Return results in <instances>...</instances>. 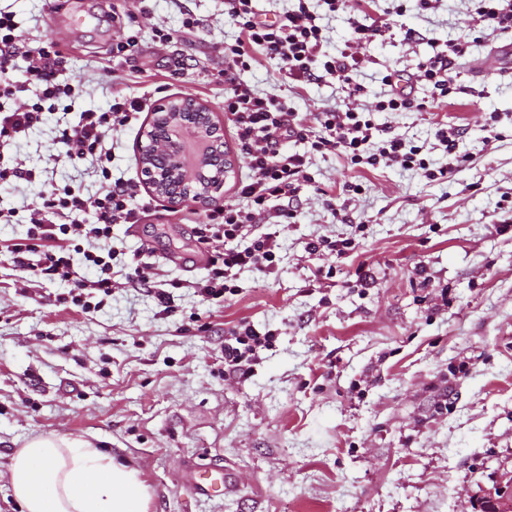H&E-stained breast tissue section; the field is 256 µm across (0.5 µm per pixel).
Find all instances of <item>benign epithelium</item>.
<instances>
[{
    "label": "benign epithelium",
    "instance_id": "1",
    "mask_svg": "<svg viewBox=\"0 0 512 512\" xmlns=\"http://www.w3.org/2000/svg\"><path fill=\"white\" fill-rule=\"evenodd\" d=\"M153 112L168 122L143 134L141 182L170 207L209 204L237 164L234 154L213 151L223 143V134L212 107L195 97L177 96L159 100Z\"/></svg>",
    "mask_w": 512,
    "mask_h": 512
}]
</instances>
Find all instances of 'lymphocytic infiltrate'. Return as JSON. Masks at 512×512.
<instances>
[{
	"mask_svg": "<svg viewBox=\"0 0 512 512\" xmlns=\"http://www.w3.org/2000/svg\"><path fill=\"white\" fill-rule=\"evenodd\" d=\"M252 2L224 0L227 14L238 28L234 42L224 46L228 84L224 112L247 158L249 174L237 187L239 206L214 209L206 223L194 227L198 243L209 254L208 275L198 288L202 296L215 302L236 292L234 280L240 271L254 269L270 274L275 270L280 247L277 235L259 231L256 218L264 216L270 224H286L293 219V211L282 200L297 191L308 164L306 154L283 149L285 140L308 142L311 150L331 152L355 166L382 163L420 170L432 181L451 178L456 165L465 162L464 157L457 156L455 166L432 170L422 156L421 146L400 136L381 138L370 114L350 105L318 113L320 132L312 134L296 121L285 98L260 93L237 81L234 70L247 66L259 54L281 63L283 80L293 90L303 89L306 82L322 74L347 85L348 95H355L349 82L351 71L359 63L357 48L382 32L380 25L368 22L366 12L349 16L353 41L333 55L325 49L327 38L320 15L345 12L347 0H317L319 8L315 11L310 10L307 0H298L297 9L271 23L257 19ZM472 2L471 32L512 34V0ZM15 29L13 16L0 13V150L28 135L62 98L75 94L72 84L59 80L66 60L57 44L50 41L20 49ZM467 48V42L452 39L443 50L418 61L415 78L432 87L437 101L460 93L457 66ZM21 57L27 62L28 80L38 87L39 95L30 107L12 108L6 106V99L25 90L13 79L16 61ZM144 108L143 98L123 97L115 100L109 111H85L78 124L60 126L57 139L66 158L73 163L95 160L101 171L103 183L95 197H85L71 186L37 184L35 171L25 161L0 165L1 184L20 180L36 184V196L41 201L29 216L24 236L12 239L7 246L15 266L37 279L67 283L75 292V304H82L81 293L89 287L110 293L116 257L112 227L138 223L150 207L134 182L112 181V152L106 146L109 134L131 124ZM377 137L382 140L381 147L377 153H368V146ZM87 212L93 215L92 223H80L79 215ZM88 267L95 269V280L82 276V269ZM271 342V335L260 334L250 325L234 327L224 340L225 371L242 370Z\"/></svg>",
	"mask_w": 512,
	"mask_h": 512,
	"instance_id": "lymphocytic-infiltrate-1",
	"label": "lymphocytic infiltrate"
}]
</instances>
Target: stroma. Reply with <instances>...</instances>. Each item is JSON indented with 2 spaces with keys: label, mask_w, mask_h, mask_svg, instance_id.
<instances>
[{
  "label": "stroma",
  "mask_w": 512,
  "mask_h": 512,
  "mask_svg": "<svg viewBox=\"0 0 512 512\" xmlns=\"http://www.w3.org/2000/svg\"><path fill=\"white\" fill-rule=\"evenodd\" d=\"M147 6L142 14L136 0H0L20 45L55 41L63 79L81 84L10 150L39 179L96 194L95 162L71 164L56 136L85 110H109L117 92L154 102L191 95L225 121L222 50L237 29L221 0ZM390 6L366 8L390 29L363 46L351 73L363 108L387 93L385 75L410 76L469 31L465 0H440L433 11L407 0L400 16ZM188 14L202 25L186 40ZM132 31L134 55L113 58V43ZM503 41L493 34L471 45L461 93L439 107L372 115L387 136L427 147L435 168L452 161L436 144L437 124L457 131L471 160L454 180L313 154L289 201L294 221L278 228L275 273L242 271L223 302L192 289L207 274L191 232L206 211L193 203L160 202L135 229L113 228L127 254L165 253L162 279L180 284L169 313L121 272L100 306L83 312L66 285L33 278L0 252V512H21L9 460L38 433L87 440L137 468L147 512H482L485 494L512 471V74L478 78L471 64ZM235 77L287 97L310 127L346 96L328 77L291 94L265 57ZM151 116L110 135L113 179L139 181ZM321 237L356 246L342 259L308 254L306 242ZM243 322L274 341L228 374L224 338ZM192 463L223 471V496L191 494L183 475Z\"/></svg>",
  "instance_id": "35a3bbf8"
}]
</instances>
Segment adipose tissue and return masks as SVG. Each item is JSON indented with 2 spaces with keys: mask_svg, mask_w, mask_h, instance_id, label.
Returning <instances> with one entry per match:
<instances>
[{
  "mask_svg": "<svg viewBox=\"0 0 512 512\" xmlns=\"http://www.w3.org/2000/svg\"><path fill=\"white\" fill-rule=\"evenodd\" d=\"M8 479L24 512H145L138 470L75 438L31 436L12 454Z\"/></svg>",
  "mask_w": 512,
  "mask_h": 512,
  "instance_id": "obj_1",
  "label": "adipose tissue"
}]
</instances>
